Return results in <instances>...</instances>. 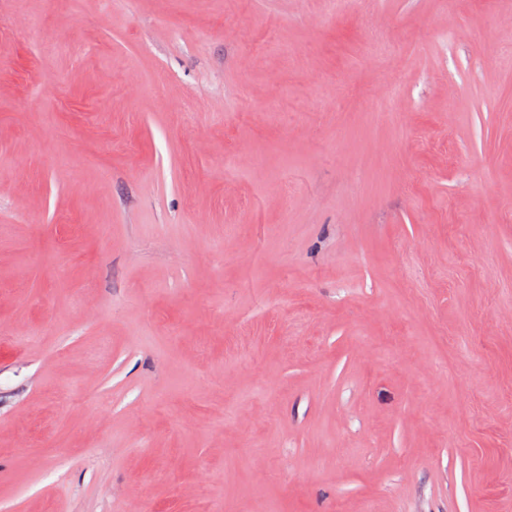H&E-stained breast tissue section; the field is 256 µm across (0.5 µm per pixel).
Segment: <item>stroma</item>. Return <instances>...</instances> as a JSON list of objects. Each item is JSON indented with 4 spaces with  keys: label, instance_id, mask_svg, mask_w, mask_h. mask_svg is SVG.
<instances>
[{
    "label": "stroma",
    "instance_id": "1",
    "mask_svg": "<svg viewBox=\"0 0 512 512\" xmlns=\"http://www.w3.org/2000/svg\"><path fill=\"white\" fill-rule=\"evenodd\" d=\"M1 25L0 512H512V0Z\"/></svg>",
    "mask_w": 512,
    "mask_h": 512
}]
</instances>
